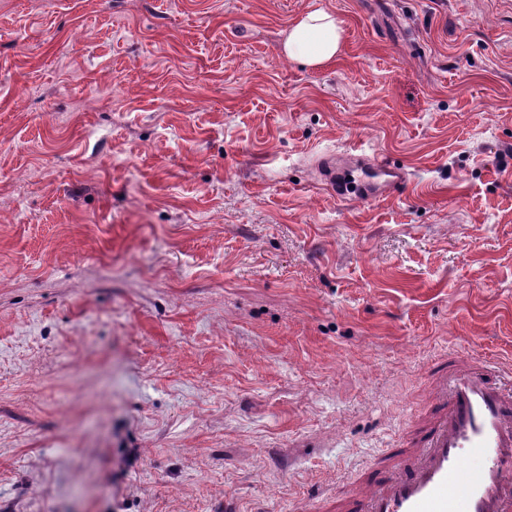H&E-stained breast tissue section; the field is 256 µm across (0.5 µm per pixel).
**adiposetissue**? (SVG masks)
Listing matches in <instances>:
<instances>
[{
  "mask_svg": "<svg viewBox=\"0 0 512 512\" xmlns=\"http://www.w3.org/2000/svg\"><path fill=\"white\" fill-rule=\"evenodd\" d=\"M344 31L331 12L316 8L293 20L284 34L281 53L292 61L316 67L340 52Z\"/></svg>",
  "mask_w": 512,
  "mask_h": 512,
  "instance_id": "ef3b65f1",
  "label": "adipose tissue"
}]
</instances>
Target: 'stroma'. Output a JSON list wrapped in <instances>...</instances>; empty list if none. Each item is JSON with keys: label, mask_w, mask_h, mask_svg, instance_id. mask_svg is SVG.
<instances>
[{"label": "stroma", "mask_w": 512, "mask_h": 512, "mask_svg": "<svg viewBox=\"0 0 512 512\" xmlns=\"http://www.w3.org/2000/svg\"><path fill=\"white\" fill-rule=\"evenodd\" d=\"M451 353L512 366V0H0V512H333ZM344 41V31L336 16L316 8L293 20L281 43L288 60L316 67L336 58ZM383 178L381 182L375 179ZM356 186L355 195L367 199L380 198L398 194L406 183V174L401 168L391 166L387 158L373 154L364 159L361 175L353 178Z\"/></svg>", "instance_id": "35a3bbf8"}]
</instances>
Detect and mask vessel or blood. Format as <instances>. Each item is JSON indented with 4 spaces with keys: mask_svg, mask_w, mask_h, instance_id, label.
<instances>
[{
    "mask_svg": "<svg viewBox=\"0 0 512 512\" xmlns=\"http://www.w3.org/2000/svg\"><path fill=\"white\" fill-rule=\"evenodd\" d=\"M405 172L366 157L353 184L330 181L336 197L400 193ZM336 512H512V377L457 355L430 374L429 411L407 437L370 466Z\"/></svg>",
    "mask_w": 512,
    "mask_h": 512,
    "instance_id": "vessel-or-blood-1",
    "label": "vessel or blood"
}]
</instances>
